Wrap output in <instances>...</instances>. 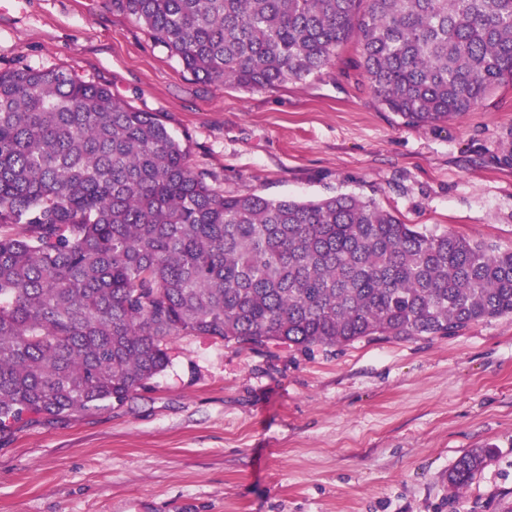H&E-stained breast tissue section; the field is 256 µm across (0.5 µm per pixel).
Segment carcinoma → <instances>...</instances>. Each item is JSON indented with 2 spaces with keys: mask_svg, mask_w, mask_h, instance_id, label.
Wrapping results in <instances>:
<instances>
[{
  "mask_svg": "<svg viewBox=\"0 0 512 512\" xmlns=\"http://www.w3.org/2000/svg\"><path fill=\"white\" fill-rule=\"evenodd\" d=\"M184 72L301 82L352 39L380 104L420 126L512 83V0H112ZM512 316V250L371 200L224 194L155 112L67 69L0 71V433L122 404L167 341L308 348L447 336ZM492 456L464 452L448 487Z\"/></svg>",
  "mask_w": 512,
  "mask_h": 512,
  "instance_id": "carcinoma-1",
  "label": "carcinoma"
}]
</instances>
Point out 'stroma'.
<instances>
[{
	"mask_svg": "<svg viewBox=\"0 0 512 512\" xmlns=\"http://www.w3.org/2000/svg\"><path fill=\"white\" fill-rule=\"evenodd\" d=\"M349 43L302 82L195 81L112 0H0V69L63 68L160 113L228 194H349L512 249V84L444 124L384 109ZM123 404L0 433V512H503L512 317L309 349L175 336ZM492 448L464 491L446 474Z\"/></svg>",
	"mask_w": 512,
	"mask_h": 512,
	"instance_id": "35a3bbf8",
	"label": "stroma"
}]
</instances>
